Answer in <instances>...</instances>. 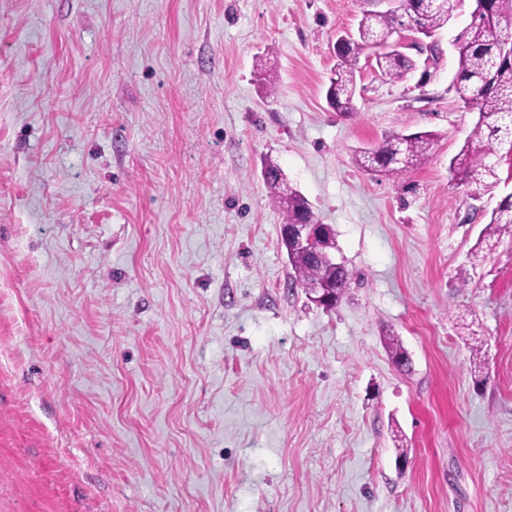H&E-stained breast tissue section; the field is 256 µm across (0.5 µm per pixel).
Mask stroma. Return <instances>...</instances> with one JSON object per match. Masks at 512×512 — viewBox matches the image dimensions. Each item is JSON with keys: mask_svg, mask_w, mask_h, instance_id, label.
I'll list each match as a JSON object with an SVG mask.
<instances>
[{"mask_svg": "<svg viewBox=\"0 0 512 512\" xmlns=\"http://www.w3.org/2000/svg\"><path fill=\"white\" fill-rule=\"evenodd\" d=\"M388 8L0 0V512H512V236L473 254L512 170L449 173L468 13L435 69L325 98ZM414 132L407 175L356 164ZM269 161L355 274L336 308L289 281Z\"/></svg>", "mask_w": 512, "mask_h": 512, "instance_id": "stroma-1", "label": "stroma"}]
</instances>
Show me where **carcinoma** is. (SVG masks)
I'll return each mask as SVG.
<instances>
[{"mask_svg":"<svg viewBox=\"0 0 512 512\" xmlns=\"http://www.w3.org/2000/svg\"><path fill=\"white\" fill-rule=\"evenodd\" d=\"M462 0H399L385 12H365L357 33L340 42L336 64L326 92L329 106L338 112L356 111V71L360 56H374L381 76L400 81L416 67L408 55L392 49L403 23L412 17L429 32L448 25ZM471 21L458 50V68L452 88L458 100L476 111L477 121L469 138L450 161L455 180L465 185L500 181L501 162H512V0H474ZM433 142L425 132L391 133L373 147L360 151L358 164L369 171L401 176L428 160ZM264 179L274 206L283 215V226L312 223L315 216L308 201L288 187L280 169L266 164ZM503 232L512 234V195L492 211L484 228V240ZM291 266L292 284L307 289L320 286L333 297L335 307L344 298L353 278L345 265L333 261L337 249L334 234L324 233L310 249L281 238ZM386 348L393 365L409 370V359L396 336L387 337Z\"/></svg>","mask_w":512,"mask_h":512,"instance_id":"carcinoma-1","label":"carcinoma"}]
</instances>
